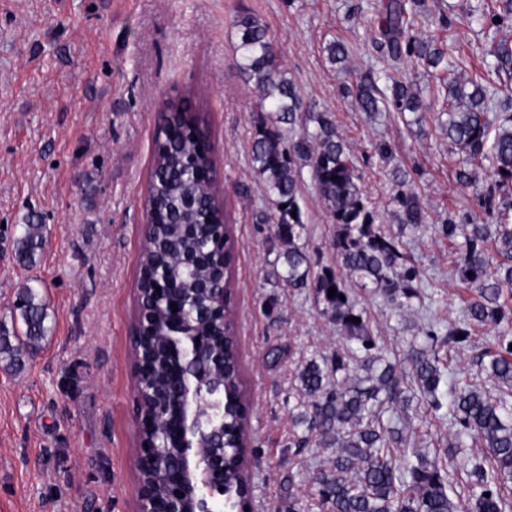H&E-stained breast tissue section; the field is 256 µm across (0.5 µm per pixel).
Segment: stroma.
Masks as SVG:
<instances>
[{
  "instance_id": "1",
  "label": "stroma",
  "mask_w": 512,
  "mask_h": 512,
  "mask_svg": "<svg viewBox=\"0 0 512 512\" xmlns=\"http://www.w3.org/2000/svg\"><path fill=\"white\" fill-rule=\"evenodd\" d=\"M368 0H0V328H21L15 308L29 274L42 280L50 331L20 367L0 370V512H137L139 442L131 335L136 319L145 193L166 97L200 91L196 104L208 126L217 173L215 196L232 228V292L250 401L247 431L253 512H291L296 498L327 512L309 483L330 469L332 448L294 447L293 416L303 395L296 366L332 357L342 338L311 291L274 284L273 215L251 161V142L267 115L254 81L236 59L238 15L268 28L288 77L305 101L328 112L357 159L359 185L375 203V224L400 230L393 200L396 170L409 174L426 222L403 232L404 263L423 272L418 295L394 311L382 295L357 296L382 352L403 360L410 345L454 358L486 391L494 384L477 362L493 346V329L474 331L449 353L430 342L445 334L473 291L453 273L452 246L440 227L448 216L480 207L491 166L460 185L461 150L435 117L440 104L424 68L404 78L418 93L417 112H361L350 89L378 65ZM478 0H428L418 35L455 43L472 75L486 48L512 24L474 23L456 41L459 21ZM339 41L345 64L326 48ZM392 144L383 161L372 142ZM307 255L313 269L340 264L331 243L336 226L309 171L300 179ZM45 225L34 271L19 265L14 240L22 224ZM408 443L432 455L445 447L448 425L420 407L393 411Z\"/></svg>"
}]
</instances>
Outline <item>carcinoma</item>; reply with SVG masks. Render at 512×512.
Listing matches in <instances>:
<instances>
[{"label":"carcinoma","instance_id":"cac0c4a2","mask_svg":"<svg viewBox=\"0 0 512 512\" xmlns=\"http://www.w3.org/2000/svg\"><path fill=\"white\" fill-rule=\"evenodd\" d=\"M424 0H376L373 6L374 44L383 63L378 76L373 73L352 89L358 108L368 114L391 105L399 112H416L419 97L399 77L398 66L406 59L430 70L436 89L443 93L439 115L448 140L465 153V165L456 171L461 185L470 184L482 168L491 163L492 185L484 196V207L498 210L501 222L474 224L472 218L448 216L441 231L456 246L454 274L475 296L463 317L448 324L445 340L458 349L470 343L478 326L504 329L496 337V351L488 352L484 367L498 389L490 396L481 387L458 375L453 363L445 364L426 350L411 347L403 364L379 363L378 337L370 330L363 312L342 277L330 268L311 272L305 246L300 205L301 169L310 170L316 191L336 224L332 248L345 274L355 287L381 293L387 304L402 311L416 296L414 282L421 271L414 266L398 267L406 242L398 233L375 227L374 207L359 186L353 158L336 134L326 112L305 106L295 84L285 76L281 56L275 51L267 27L256 17H238V51L241 71L263 88L261 106L267 108L271 123L262 124L252 141L251 160L277 210L275 239L288 243L279 279L288 287L311 289L323 303L325 313L343 331L346 343L336 354L320 362L310 360L297 368V380L305 397L298 423L304 435L297 446L305 448L310 438L336 448V459L328 471L313 475L318 493L332 512H505L507 492L512 491V318L501 303L503 289H512V225L507 211L512 209V115L491 116L495 93L483 73L466 79L462 68L445 62L448 46L436 47L424 39L406 38L420 26ZM476 11L500 22L512 21V0H480ZM487 71L512 74V43L492 44ZM166 123L154 142V165L146 204V224L140 257V275L148 280L163 271H173L181 253L201 258L197 276L211 275L210 225L224 224V288H232L233 240L230 225L212 204L210 191L188 166L194 162L205 173L214 162L195 151L187 127L203 122L190 97L164 101ZM315 129L309 130L308 123ZM283 125L302 127L295 139H286ZM394 200L400 208L402 225L426 222L415 188L406 179L395 182ZM43 224H24L17 240L16 256L27 267L36 263V254L45 238ZM336 289L328 297L329 288ZM194 285L173 274L169 276V300L179 299ZM23 336L12 344L0 333V363L18 365L21 350L36 347L47 336L46 306L38 287L28 284L19 297ZM359 321H354V318ZM175 319L162 302L155 307L154 330L161 335ZM464 338H459V335ZM158 389L169 391L178 382L174 372L159 371L147 377ZM409 384L420 397L424 409L437 416L447 409L450 448L478 446L482 454L469 455L459 462L447 461L448 454L428 459L417 451L404 450L403 430L389 425L384 415L400 404L401 386ZM224 391L231 403L227 421L239 420L232 400L244 395L241 356L227 354ZM467 476L459 484L455 473Z\"/></svg>","mask_w":512,"mask_h":512}]
</instances>
